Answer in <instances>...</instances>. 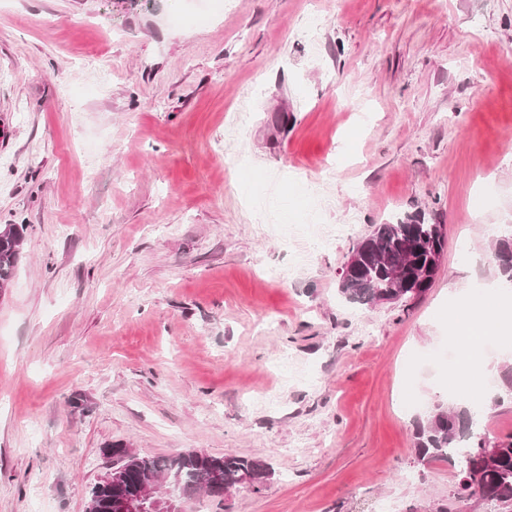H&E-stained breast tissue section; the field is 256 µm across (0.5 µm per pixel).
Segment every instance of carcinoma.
<instances>
[{
    "instance_id": "1",
    "label": "carcinoma",
    "mask_w": 512,
    "mask_h": 512,
    "mask_svg": "<svg viewBox=\"0 0 512 512\" xmlns=\"http://www.w3.org/2000/svg\"><path fill=\"white\" fill-rule=\"evenodd\" d=\"M26 225L0 227V288L11 283L21 257ZM444 248L440 224H377L352 252L361 255L363 268L341 282L340 293L352 303L378 305L396 293L391 269L406 265L416 287L402 291L405 300L419 299L432 287L436 257ZM415 447L422 460H449L459 468L453 499L512 503V434L489 437L474 431V412L467 407L438 406L418 419ZM465 441V455L450 453ZM114 459L112 479H102L88 494L87 512H118L121 500L138 498L141 484L175 487L191 495L207 491L217 480L224 488L263 486L272 469L260 459L215 457L189 451L169 457H142L131 449L114 445L105 450Z\"/></svg>"
}]
</instances>
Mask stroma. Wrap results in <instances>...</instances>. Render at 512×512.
Returning a JSON list of instances; mask_svg holds the SVG:
<instances>
[{
    "label": "stroma",
    "mask_w": 512,
    "mask_h": 512,
    "mask_svg": "<svg viewBox=\"0 0 512 512\" xmlns=\"http://www.w3.org/2000/svg\"><path fill=\"white\" fill-rule=\"evenodd\" d=\"M389 223L443 225L432 287L346 301ZM4 224L28 230L0 289V512H86L113 444L274 472L186 512H429L458 482L413 438L448 403V297L500 280L512 226V0H0Z\"/></svg>",
    "instance_id": "obj_1"
}]
</instances>
